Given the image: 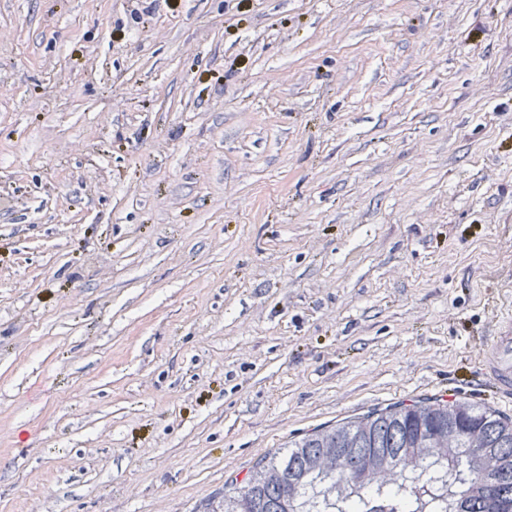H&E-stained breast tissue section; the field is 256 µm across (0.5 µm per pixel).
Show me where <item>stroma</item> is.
I'll use <instances>...</instances> for the list:
<instances>
[{
	"instance_id": "obj_1",
	"label": "stroma",
	"mask_w": 512,
	"mask_h": 512,
	"mask_svg": "<svg viewBox=\"0 0 512 512\" xmlns=\"http://www.w3.org/2000/svg\"><path fill=\"white\" fill-rule=\"evenodd\" d=\"M0 512H203L375 408L512 415V0H0ZM480 365L500 394L512 399V290L506 289L496 312L494 336L483 353Z\"/></svg>"
}]
</instances>
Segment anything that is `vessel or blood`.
Wrapping results in <instances>:
<instances>
[{
    "instance_id": "b4317fda",
    "label": "vessel or blood",
    "mask_w": 512,
    "mask_h": 512,
    "mask_svg": "<svg viewBox=\"0 0 512 512\" xmlns=\"http://www.w3.org/2000/svg\"><path fill=\"white\" fill-rule=\"evenodd\" d=\"M480 365L500 394L512 399V290H506L496 312L494 336L483 353Z\"/></svg>"
}]
</instances>
